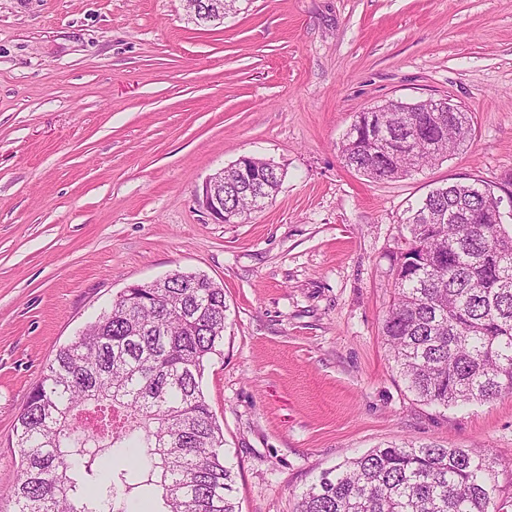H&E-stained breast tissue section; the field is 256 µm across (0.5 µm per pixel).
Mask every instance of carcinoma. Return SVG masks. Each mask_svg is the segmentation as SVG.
Segmentation results:
<instances>
[{"label": "carcinoma", "mask_w": 512, "mask_h": 512, "mask_svg": "<svg viewBox=\"0 0 512 512\" xmlns=\"http://www.w3.org/2000/svg\"><path fill=\"white\" fill-rule=\"evenodd\" d=\"M384 133L422 139L413 155L383 151L353 123L340 152L377 180L407 176L470 140L468 112H432V101L390 102ZM269 172L271 199L283 174ZM249 185L224 168V206L256 210ZM500 198L476 183L431 190L408 209L382 326L408 390L440 405L512 394V231ZM222 288L176 279L131 288L57 350L17 417L22 474L0 504L8 512H132L159 498L163 512H239L223 434L200 381L224 338ZM496 459L477 448L389 446L322 473L297 512H507Z\"/></svg>", "instance_id": "obj_1"}]
</instances>
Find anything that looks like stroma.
<instances>
[{
  "label": "stroma",
  "mask_w": 512,
  "mask_h": 512,
  "mask_svg": "<svg viewBox=\"0 0 512 512\" xmlns=\"http://www.w3.org/2000/svg\"><path fill=\"white\" fill-rule=\"evenodd\" d=\"M0 0V492L14 425L60 348L124 288L179 270L224 288L202 389L239 512H296L322 472L389 445L480 447L512 500V395L408 391L382 333L407 209L479 182L512 225V0ZM451 100L469 143L403 178L347 167L359 112ZM272 201L215 223L196 194L240 156Z\"/></svg>",
  "instance_id": "35a3bbf8"
}]
</instances>
